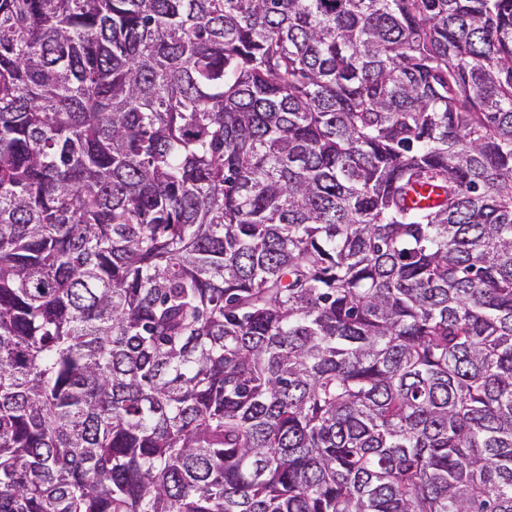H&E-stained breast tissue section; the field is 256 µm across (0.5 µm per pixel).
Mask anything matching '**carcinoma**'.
I'll return each mask as SVG.
<instances>
[{
    "label": "carcinoma",
    "instance_id": "1",
    "mask_svg": "<svg viewBox=\"0 0 512 512\" xmlns=\"http://www.w3.org/2000/svg\"><path fill=\"white\" fill-rule=\"evenodd\" d=\"M0 512H512V0H0Z\"/></svg>",
    "mask_w": 512,
    "mask_h": 512
}]
</instances>
